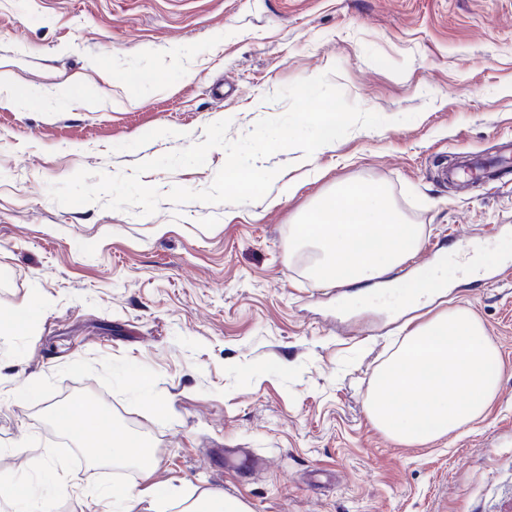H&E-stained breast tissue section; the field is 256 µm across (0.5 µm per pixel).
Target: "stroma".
Here are the masks:
<instances>
[{
  "mask_svg": "<svg viewBox=\"0 0 512 512\" xmlns=\"http://www.w3.org/2000/svg\"><path fill=\"white\" fill-rule=\"evenodd\" d=\"M0 308L31 316L0 335V481L46 512H102L99 492L160 484L170 505L214 491L247 512H504L512 501V277L455 278L391 314L334 304L358 285L308 276L288 254L296 220L337 185H386L423 246L394 273L432 267L449 233L512 232V0H0ZM330 74L388 118L335 150L264 159L280 169L244 205L166 200L208 188L226 160L151 171L154 214L63 206L48 186L116 174L186 148L231 119L229 138L288 104L271 94ZM79 95L38 99L66 82ZM500 164L499 181H444L453 159ZM295 192L281 197L282 180ZM278 205H271V198ZM470 308L501 353L486 417L426 446L387 436L365 408L372 375L419 323ZM33 379L15 397L14 387ZM143 427L154 468L121 471L66 446L57 397ZM76 476L66 488L48 466Z\"/></svg>",
  "mask_w": 512,
  "mask_h": 512,
  "instance_id": "35a3bbf8",
  "label": "stroma"
}]
</instances>
